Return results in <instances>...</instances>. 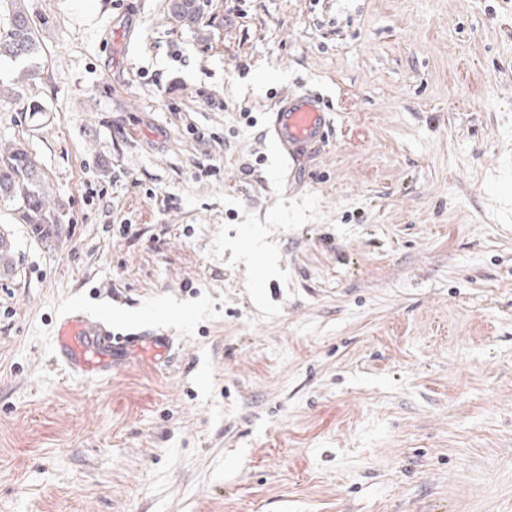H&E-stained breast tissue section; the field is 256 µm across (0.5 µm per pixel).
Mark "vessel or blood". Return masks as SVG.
I'll return each mask as SVG.
<instances>
[{
	"mask_svg": "<svg viewBox=\"0 0 512 512\" xmlns=\"http://www.w3.org/2000/svg\"><path fill=\"white\" fill-rule=\"evenodd\" d=\"M332 123L325 98L303 90L277 99L269 115L268 133L297 166L325 143ZM55 336L56 361L71 374L98 380L111 379L139 355L164 356L171 344L170 337L136 325L121 328L77 313L61 318Z\"/></svg>",
	"mask_w": 512,
	"mask_h": 512,
	"instance_id": "b4317fda",
	"label": "vessel or blood"
}]
</instances>
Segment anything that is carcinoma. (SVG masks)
Masks as SVG:
<instances>
[{
    "label": "carcinoma",
    "instance_id": "cac0c4a2",
    "mask_svg": "<svg viewBox=\"0 0 512 512\" xmlns=\"http://www.w3.org/2000/svg\"><path fill=\"white\" fill-rule=\"evenodd\" d=\"M8 21L0 29V61L26 63L39 59L43 46L33 19L22 0H8ZM170 14L187 27L200 17V0H170ZM13 207L21 223L37 238L49 242L58 236L60 217L48 199L47 186L32 156L21 142L0 150V203ZM15 268L13 241L8 231L0 232V274Z\"/></svg>",
    "mask_w": 512,
    "mask_h": 512
}]
</instances>
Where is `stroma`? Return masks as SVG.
Returning a JSON list of instances; mask_svg holds the SVG:
<instances>
[{
    "mask_svg": "<svg viewBox=\"0 0 512 512\" xmlns=\"http://www.w3.org/2000/svg\"><path fill=\"white\" fill-rule=\"evenodd\" d=\"M200 2L25 0L0 63L61 221L0 205V512H512V0ZM300 90L333 126L284 172ZM70 307L173 348L71 376ZM11 10L8 21L0 29V62L10 60L32 63L43 53V46L33 19L28 15L22 0H8ZM199 0H170L169 10L173 18L187 27H194L200 17ZM332 123L325 98L303 90L277 99L269 115L268 134L293 166H298L325 143Z\"/></svg>",
    "mask_w": 512,
    "mask_h": 512,
    "instance_id": "1",
    "label": "stroma"
}]
</instances>
